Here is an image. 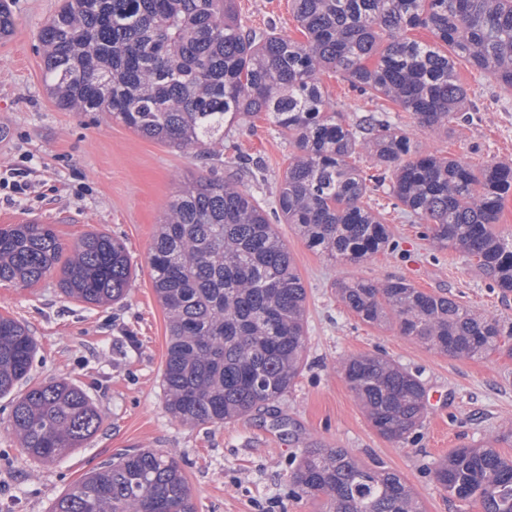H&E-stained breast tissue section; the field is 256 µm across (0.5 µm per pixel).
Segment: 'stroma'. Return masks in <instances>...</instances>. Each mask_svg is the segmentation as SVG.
I'll use <instances>...</instances> for the list:
<instances>
[{
  "mask_svg": "<svg viewBox=\"0 0 512 512\" xmlns=\"http://www.w3.org/2000/svg\"><path fill=\"white\" fill-rule=\"evenodd\" d=\"M14 20L0 39V228L19 215L53 225L64 244L95 231L123 240L136 276L128 298L94 306L65 297L56 278L29 287L0 285V315L26 326L38 344L30 385L64 378L83 388L102 422L83 448L60 462L27 457L7 427L11 397H0V512H50L54 498L85 473L124 450L153 448L178 461L196 512H318L289 495L288 476L304 449H347L359 461L383 463L412 486L425 512H480L450 497L430 469L451 450L477 445L512 425V356L455 358L426 348L394 325H369L336 295L348 278H403L419 290L446 295L475 312L512 323L505 295L476 263L441 248L427 225L394 209L388 188L365 199L388 224L392 243L359 264L339 263L307 247L289 224L276 230L306 288V366L293 389L275 402L221 426L191 427L165 409L162 370L165 312L153 288L149 253L167 202L185 178L201 174L182 149L139 136L106 112H68L49 96L39 34L62 0H6ZM250 26L303 34L290 0H236ZM468 90L470 121L447 128L413 123L395 103L353 91L336 73L323 88L348 122L377 110L425 152L467 162L512 164V91L458 62ZM288 140L255 119L224 140V158L260 159L263 170L245 185L271 210L288 167ZM23 169V190L13 187ZM379 354L420 372L429 402L422 427L403 442L380 437L362 412L336 362Z\"/></svg>",
  "mask_w": 512,
  "mask_h": 512,
  "instance_id": "35a3bbf8",
  "label": "stroma"
}]
</instances>
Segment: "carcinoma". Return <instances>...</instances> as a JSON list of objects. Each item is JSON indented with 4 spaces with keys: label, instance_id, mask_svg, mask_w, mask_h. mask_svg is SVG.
Instances as JSON below:
<instances>
[{
    "label": "carcinoma",
    "instance_id": "1",
    "mask_svg": "<svg viewBox=\"0 0 512 512\" xmlns=\"http://www.w3.org/2000/svg\"><path fill=\"white\" fill-rule=\"evenodd\" d=\"M305 36L246 25L235 0H64L45 23V86L66 111L107 112L133 132L175 145L215 169L224 134L262 114L293 153L272 213L234 175L197 176L166 205L153 238V287L167 318L165 408L184 425H221L287 393L305 360L306 289L272 220L295 226L309 248L361 263L388 246L386 224L364 205L389 184L395 207L429 225L433 243L477 259L502 293L512 292V237L494 229L512 195V164L480 172L425 154L398 126L374 115L353 125L328 100L327 69L384 97L427 127L469 119L463 59L512 91V0H291ZM422 28L435 40L408 32ZM370 142L376 173L350 164ZM68 298L117 303L131 287L125 245L89 232L72 245L51 224L0 228V285L50 275ZM363 322L456 358H482L512 341V324L482 316L403 278L336 283ZM36 343L0 316V396L26 380ZM338 369L377 433L401 441L426 417L420 375L382 355L346 357ZM101 415L66 379L17 396L9 433L30 457L63 459L98 430ZM456 448L431 473L448 495L481 512H512V458L498 442ZM292 495L320 512H424L397 473L371 468L343 448H308L290 474ZM52 512H195L175 458L153 449L123 453L54 501Z\"/></svg>",
    "mask_w": 512,
    "mask_h": 512
}]
</instances>
